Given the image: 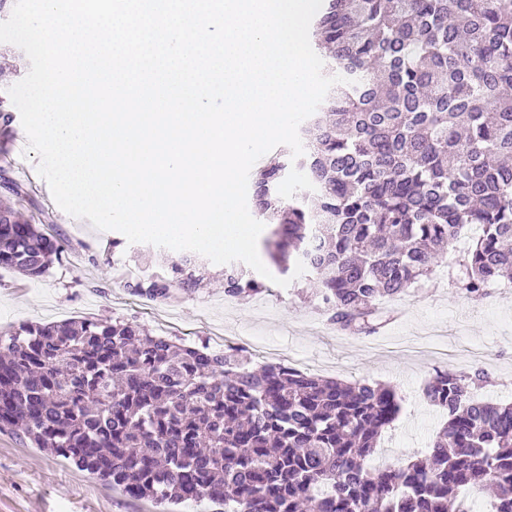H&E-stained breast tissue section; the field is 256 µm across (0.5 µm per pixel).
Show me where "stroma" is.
Segmentation results:
<instances>
[{"label": "stroma", "instance_id": "stroma-1", "mask_svg": "<svg viewBox=\"0 0 512 512\" xmlns=\"http://www.w3.org/2000/svg\"><path fill=\"white\" fill-rule=\"evenodd\" d=\"M30 67L17 46L0 43V109L11 117L12 132L0 138V179L23 184L15 204L24 216L44 220L65 246L63 261L38 281L0 268V331L23 322L50 323L72 318L125 320L151 335L192 346L208 337L259 340L266 354L248 351L252 366L301 361L304 372L322 378L364 380L396 388L401 412L385 431L371 467L400 465L425 456L445 417L429 405L423 389L436 371L484 369V399L512 401V283L501 281L471 298L461 292L460 254L470 245L462 233L444 261L408 295L394 302L393 320L369 335H353L330 321L310 297L303 278L287 287L248 298H224L220 265L206 263L205 285L176 290L155 302L131 291L122 274L161 271L172 252L125 242L117 231H100L89 220L64 215L38 175L36 154L18 156L24 139L20 114L8 94ZM163 505L134 498L67 461L0 430V512H163Z\"/></svg>", "mask_w": 512, "mask_h": 512}]
</instances>
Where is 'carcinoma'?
Masks as SVG:
<instances>
[{"mask_svg": "<svg viewBox=\"0 0 512 512\" xmlns=\"http://www.w3.org/2000/svg\"><path fill=\"white\" fill-rule=\"evenodd\" d=\"M334 86L300 126L304 154L255 176L256 215L286 273L297 262L331 321L376 332L394 299L433 273L466 226L479 235L459 288L512 280V0H323L312 23ZM314 185L284 201L291 166ZM0 197V267L31 280L64 247ZM198 257L130 284L154 301L202 286ZM268 285L230 263L224 295ZM487 374L438 372L424 395L447 414L432 450L370 468L401 411L381 384L281 363L256 370L139 326L81 319L22 324L0 338V430L158 503L208 498L224 512H458L460 491L494 490L512 512V403L481 399Z\"/></svg>", "mask_w": 512, "mask_h": 512, "instance_id": "carcinoma-1", "label": "carcinoma"}]
</instances>
